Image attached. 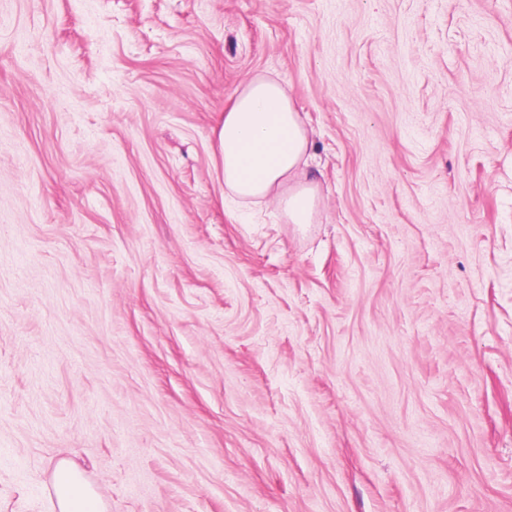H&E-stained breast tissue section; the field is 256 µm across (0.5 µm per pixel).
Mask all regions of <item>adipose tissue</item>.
Instances as JSON below:
<instances>
[{"label":"adipose tissue","mask_w":512,"mask_h":512,"mask_svg":"<svg viewBox=\"0 0 512 512\" xmlns=\"http://www.w3.org/2000/svg\"><path fill=\"white\" fill-rule=\"evenodd\" d=\"M310 148V132L287 83L250 78L224 109L218 149L225 197L252 205L270 200L287 223H315L320 194L308 172ZM51 488L58 512H106L73 464L56 467Z\"/></svg>","instance_id":"1"}]
</instances>
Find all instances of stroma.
<instances>
[{
  "instance_id": "obj_1",
  "label": "stroma",
  "mask_w": 512,
  "mask_h": 512,
  "mask_svg": "<svg viewBox=\"0 0 512 512\" xmlns=\"http://www.w3.org/2000/svg\"><path fill=\"white\" fill-rule=\"evenodd\" d=\"M281 77L315 223L224 199ZM512 512V0H0V512ZM51 488L59 512L107 511L104 501L84 482L73 464L63 462L56 467Z\"/></svg>"
}]
</instances>
